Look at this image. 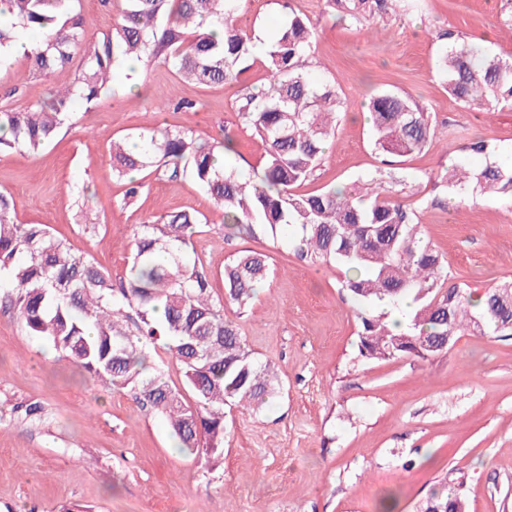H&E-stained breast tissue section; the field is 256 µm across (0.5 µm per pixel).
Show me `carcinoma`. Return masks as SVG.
<instances>
[{"instance_id":"cac0c4a2","label":"carcinoma","mask_w":512,"mask_h":512,"mask_svg":"<svg viewBox=\"0 0 512 512\" xmlns=\"http://www.w3.org/2000/svg\"><path fill=\"white\" fill-rule=\"evenodd\" d=\"M74 0H0V65L8 48L36 30L42 45L26 57L32 70L48 74L69 66L84 46L72 86L50 101L0 112V151L24 156L49 144L76 106H88L111 92L114 71L136 61L145 70L169 64L197 85L232 84L247 70L255 44L235 20L238 0H121L110 32L87 38L89 24ZM358 25L384 14L388 0H325ZM223 30L218 39L209 29ZM315 28L292 16L264 51L269 84L247 90L238 114L261 141L265 162L245 175L218 163L234 151L230 141L191 131L154 128L135 134L134 148L112 145V168L120 176L147 168L171 180L190 175L224 213V223L250 236L292 232L297 255L334 261L346 268L343 281L359 309L360 357L391 361L428 359L446 338L490 332L512 336V281L481 295L476 306L457 288H443L448 264L420 236L416 212L401 200L393 179L374 177L358 188L298 194L324 159L342 102L315 79L311 49ZM439 73L448 93L467 106L487 111L512 107V55L483 51L452 30L443 34ZM378 150L397 157L421 151L436 136L430 117L411 99L384 93L370 100ZM465 149L488 158L490 139ZM441 182L461 202L490 194L512 202V164L487 162L481 169L456 165ZM13 198L0 192V293L11 298L20 322L32 335L49 339L62 356L104 384L128 389L136 400L164 415L180 447L198 456L224 444V405L259 408L278 396L281 381L269 363L253 356L238 324L224 306L242 310L268 272L267 256L244 250L224 268V303L212 298V279L190 258L203 220L178 212L151 216L135 229L136 250L118 283L87 259L71 254L45 224L14 220ZM415 305L404 329L394 330L389 314L405 300ZM158 345L183 369L198 410L182 404L163 380V371L144 373L145 346ZM24 420L42 421L43 407H13ZM417 512H468L465 498L442 485Z\"/></svg>"}]
</instances>
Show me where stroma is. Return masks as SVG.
<instances>
[{
    "label": "stroma",
    "instance_id": "obj_1",
    "mask_svg": "<svg viewBox=\"0 0 512 512\" xmlns=\"http://www.w3.org/2000/svg\"><path fill=\"white\" fill-rule=\"evenodd\" d=\"M502 0H414L411 10L353 26L325 0H241L237 19L269 38L288 13L316 29L313 75L343 103L326 155L301 192L349 187L382 169L406 182L404 200L421 232L448 263L446 287L475 297L512 280V204L477 196L449 204L439 177L450 165L476 166L466 144L493 139L512 163V108L469 109L448 95L436 59L440 34L512 54L499 22ZM77 66L37 75L26 60L0 68V109L48 100L71 84ZM260 64L239 83L201 87L167 64L118 74L114 92L78 107L55 139L24 158L0 152V191L21 224H45L71 253L124 276L134 229L146 217L186 211L207 223L194 254L224 294V266L241 251L269 258L271 274L250 306H226L249 348L283 381L281 397L255 413H224V446L211 457L179 447L166 421L132 392L113 390L30 336L0 298V512H414L430 489L461 488L469 512H512V336L460 337L421 360L366 361L356 353L359 321L333 262L298 258L286 239L226 229L222 211L188 176L139 174L144 189L123 202L126 178L110 148L158 126L231 136L230 164H264L261 142L238 116L246 89L264 85ZM388 91L430 115L437 136L419 153L385 162L364 119L369 100ZM194 101L191 109L181 108ZM96 222L87 233L85 220ZM34 401L47 412L33 426L13 413Z\"/></svg>",
    "mask_w": 512,
    "mask_h": 512
}]
</instances>
